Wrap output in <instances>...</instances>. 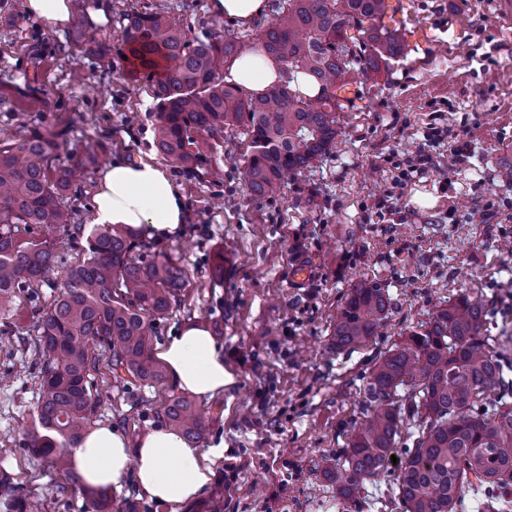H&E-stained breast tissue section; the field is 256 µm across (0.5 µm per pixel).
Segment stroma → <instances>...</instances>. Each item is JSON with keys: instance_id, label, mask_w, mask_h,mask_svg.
<instances>
[{"instance_id": "obj_1", "label": "stroma", "mask_w": 512, "mask_h": 512, "mask_svg": "<svg viewBox=\"0 0 512 512\" xmlns=\"http://www.w3.org/2000/svg\"><path fill=\"white\" fill-rule=\"evenodd\" d=\"M410 51L389 72L354 82L339 113L336 145L285 179L273 198L254 196L240 172L242 129L198 137L200 160L185 170L164 159L188 212L174 239L136 237L147 259L171 258L187 281L158 324L164 343L190 323L206 326L235 374L234 385L195 398L207 433L208 486L180 512H343L326 461L345 447L366 401L362 378L437 301L465 293L512 308V185L500 154L512 150V15L498 0H391ZM210 0H79L67 26L29 16L24 0H0V140L38 126L63 131L62 163L97 153L78 176L76 223L91 224L102 167L154 158L157 102L146 72L121 41V13H163L187 39H253L272 21L241 25ZM92 54L71 50L77 29ZM447 140L405 187L393 181L429 127ZM469 157L452 166L456 142ZM427 196L430 206L417 204ZM309 275L294 287L298 263ZM378 283L390 297L388 329L356 351L331 346L333 319L352 285ZM32 302L0 311V469L28 512H94L59 472L25 448L38 399ZM173 379L107 399L93 417L130 441L158 424ZM221 455H211L215 446Z\"/></svg>"}]
</instances>
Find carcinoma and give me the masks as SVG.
<instances>
[{"label": "carcinoma", "instance_id": "carcinoma-1", "mask_svg": "<svg viewBox=\"0 0 512 512\" xmlns=\"http://www.w3.org/2000/svg\"><path fill=\"white\" fill-rule=\"evenodd\" d=\"M387 9L386 0H273L274 20L257 44L281 63L282 77L257 95L226 80L228 66L254 43H191L161 14H124L123 41L152 76L157 151L190 168L199 162L188 150L192 133L243 125L250 137L243 178L253 195L275 196L286 173L320 161L336 145L340 92L352 85V71H388L406 54L398 30L384 22ZM299 71L321 86L316 98L293 87ZM60 149V135L37 127L0 144V224H22L29 233H0V310L23 292L38 298L45 285L55 290L32 311L43 362L27 449L67 470L66 448L92 423L102 397L99 360L88 344L109 353L120 388L163 382L153 336L186 272L169 258L134 256L125 227L97 225L83 259L60 283L51 281L50 233L71 223L69 199L78 197L77 169L54 163ZM389 307L383 288L353 285L337 313L332 347L353 351L375 338ZM511 341L506 317L462 294L381 355L363 377L362 421L325 469L343 507L359 512L360 490L378 481L389 485L388 503L398 512H455L469 492L480 496V512H512ZM160 415L191 444L206 432L186 396L171 398ZM72 492L90 498L96 512H112L107 494Z\"/></svg>", "mask_w": 512, "mask_h": 512}]
</instances>
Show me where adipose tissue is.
<instances>
[{
  "instance_id": "ef3b65f1",
  "label": "adipose tissue",
  "mask_w": 512,
  "mask_h": 512,
  "mask_svg": "<svg viewBox=\"0 0 512 512\" xmlns=\"http://www.w3.org/2000/svg\"><path fill=\"white\" fill-rule=\"evenodd\" d=\"M280 69L258 48L232 64L229 78L243 91L259 93L279 81ZM94 203L98 224L122 225L153 239H172L184 232V199L166 167L157 162L114 161L98 181ZM157 356L181 390L202 398L223 393L234 381L214 337L197 325L170 337ZM68 455L85 487L117 490L131 473L140 492L170 512L196 498L212 476L206 455L164 424L134 445L124 434L99 424L69 448Z\"/></svg>"
}]
</instances>
